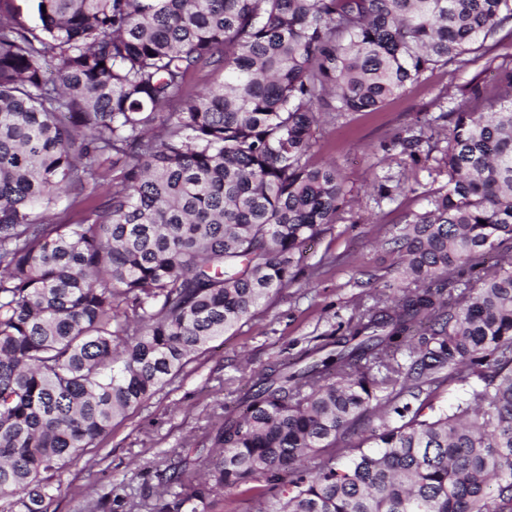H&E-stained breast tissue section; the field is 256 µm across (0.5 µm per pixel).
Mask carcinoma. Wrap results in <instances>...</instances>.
Returning a JSON list of instances; mask_svg holds the SVG:
<instances>
[{
	"mask_svg": "<svg viewBox=\"0 0 512 512\" xmlns=\"http://www.w3.org/2000/svg\"><path fill=\"white\" fill-rule=\"evenodd\" d=\"M35 2L32 23L0 0V512H47L116 418L296 281L348 195L309 161L320 105L375 111L512 41V0ZM207 64L223 82L185 98ZM448 116L393 141L426 163L443 137L448 172L389 242L397 295L239 393L152 512H512V255L486 264L512 243V71ZM442 380L464 386L448 409ZM101 505L131 512L113 488Z\"/></svg>",
	"mask_w": 512,
	"mask_h": 512,
	"instance_id": "carcinoma-1",
	"label": "carcinoma"
}]
</instances>
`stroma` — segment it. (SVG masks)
<instances>
[{
	"label": "stroma",
	"instance_id": "1",
	"mask_svg": "<svg viewBox=\"0 0 512 512\" xmlns=\"http://www.w3.org/2000/svg\"><path fill=\"white\" fill-rule=\"evenodd\" d=\"M512 68V47L502 46L475 63H453L429 72L373 112H329L313 132L311 160L333 162L348 189L336 221L306 244L297 280L258 309L248 322L210 342L175 383L129 416L60 474L61 490L47 512H97L100 496L117 489L132 512H149L168 465H192L215 423L223 421L238 390L306 348L326 343L375 299L392 294L395 255L381 241L398 235L406 220L445 192L448 177L430 161L412 165L389 147L398 133H418L468 98L472 83L497 92L495 75ZM392 175L411 191L392 199L374 191L375 177Z\"/></svg>",
	"mask_w": 512,
	"mask_h": 512
}]
</instances>
